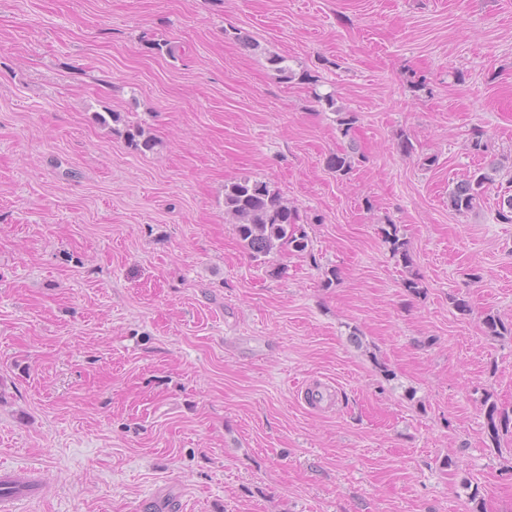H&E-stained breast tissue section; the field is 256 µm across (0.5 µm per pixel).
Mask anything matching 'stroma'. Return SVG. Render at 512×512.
I'll list each match as a JSON object with an SVG mask.
<instances>
[{
	"label": "stroma",
	"instance_id": "stroma-1",
	"mask_svg": "<svg viewBox=\"0 0 512 512\" xmlns=\"http://www.w3.org/2000/svg\"><path fill=\"white\" fill-rule=\"evenodd\" d=\"M243 176L306 253L250 259L224 215ZM508 195L512 0H0V476L41 480L20 512H512L484 407L512 412V335L483 329L512 323ZM499 167L491 163L489 167L479 169L465 181L456 185L448 195V202L457 212H466L474 208L486 189L493 184Z\"/></svg>",
	"mask_w": 512,
	"mask_h": 512
}]
</instances>
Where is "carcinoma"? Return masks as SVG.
I'll return each mask as SVG.
<instances>
[{
    "label": "carcinoma",
    "instance_id": "cac0c4a2",
    "mask_svg": "<svg viewBox=\"0 0 512 512\" xmlns=\"http://www.w3.org/2000/svg\"><path fill=\"white\" fill-rule=\"evenodd\" d=\"M267 61L279 80L288 83L295 79L296 73L285 65L283 57L271 54ZM127 139L140 150L149 151L154 147L153 139L139 125L129 126ZM498 172L499 167L492 163L457 184L448 195L451 208L457 212L473 209L486 189L493 184ZM224 215L234 224L240 240L255 262L264 264L268 256L285 247L298 253L308 250V235L300 223L298 211L280 192L264 181L246 176L225 186ZM385 236L391 243L393 253L399 255L404 264H410L407 244L398 238L396 225H390ZM483 326L488 336L512 335V326L505 325L496 314H486ZM485 405L490 436L496 439L502 432L512 433V415L501 411L488 397L485 398Z\"/></svg>",
    "mask_w": 512,
    "mask_h": 512
}]
</instances>
